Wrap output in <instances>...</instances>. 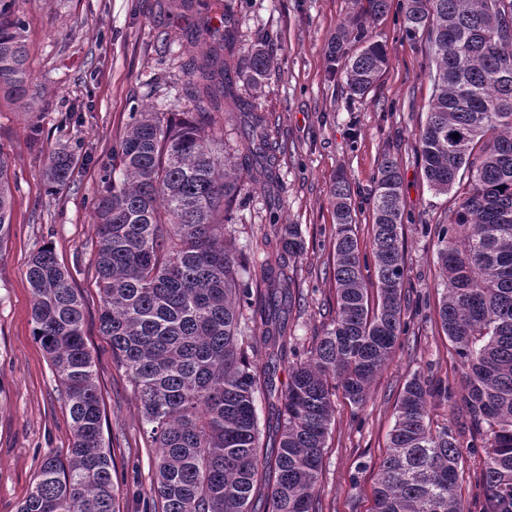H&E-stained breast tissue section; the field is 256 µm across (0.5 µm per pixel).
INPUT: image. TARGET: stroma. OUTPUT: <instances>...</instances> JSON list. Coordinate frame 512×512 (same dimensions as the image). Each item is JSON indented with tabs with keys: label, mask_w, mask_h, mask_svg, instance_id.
<instances>
[{
	"label": "stroma",
	"mask_w": 512,
	"mask_h": 512,
	"mask_svg": "<svg viewBox=\"0 0 512 512\" xmlns=\"http://www.w3.org/2000/svg\"><path fill=\"white\" fill-rule=\"evenodd\" d=\"M404 4L388 0L383 15L370 23L386 46L389 66L366 97L352 100L327 57L338 26L353 10L352 0H233L235 57L264 36L274 70L259 91L237 81L244 104L225 101L215 115V131L224 138L225 156L234 161L245 142L248 113L266 115L274 168L265 188L239 197L230 229L242 261L252 265L276 249L264 239L270 215L301 225L305 250L289 263L298 293L283 315L298 352H306L336 307L329 275L335 231L330 190L336 176L346 174L356 194L355 232L365 253L373 239L368 191L384 154L397 158L403 177L404 214L410 219L404 235L409 340L377 375L364 406L336 398L323 451V512H373L397 398L418 370L454 385L453 399L432 408V423L457 435L463 454L458 493L466 512H477L482 496L480 456L468 447L464 369L436 314L444 283L435 239L420 231L424 223L449 222L457 199L435 194L418 163L416 133L432 94L430 59L425 34L410 37L403 30ZM15 10L27 27L29 66L43 105L24 112L0 101V150L10 158L13 194L10 235L0 243V512H16L44 456L66 458L71 446L70 416L32 336L33 292L26 270L32 253L44 245L54 249L84 303V334L96 363L104 433L112 439L120 510L143 512L155 451L142 436L140 402L99 330L92 203L105 189L112 146L123 136L133 107L191 111L176 90L188 78L184 63L204 48L190 35L206 19L223 16L224 0H192L184 8L172 0H17ZM165 32L175 36L167 47L160 41ZM35 121L44 129L37 146L28 138ZM60 147L73 150L77 165L69 188L53 196L43 170L49 150Z\"/></svg>",
	"instance_id": "stroma-1"
}]
</instances>
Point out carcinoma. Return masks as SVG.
Instances as JSON below:
<instances>
[{
    "mask_svg": "<svg viewBox=\"0 0 512 512\" xmlns=\"http://www.w3.org/2000/svg\"><path fill=\"white\" fill-rule=\"evenodd\" d=\"M14 2L0 0V100L27 112L38 94ZM405 2V31L426 34L433 66L432 99L418 132L423 178L436 194L458 197L451 223L421 225L436 237L445 283L438 317L464 368L471 447L483 449L479 512H512V0ZM355 5L328 58L343 63L347 95L362 99L388 66L385 45L367 25L387 0ZM232 16L231 4H224V28L204 27L210 46L189 63L181 93L195 116L176 120L169 112L136 110L112 145L119 164L105 174L108 188L93 203L99 327L138 395L143 435L156 449L150 487L156 512H251L252 491L262 480L269 486L264 512H321L334 399L340 392L363 406L407 329L402 176L398 162L384 155L369 193V258L353 229L350 182L340 176L332 185L336 311L289 367L270 459L255 401L274 392L277 360L288 352L279 307L292 303L287 261L302 255L304 240L300 225L270 222L279 250L261 265L260 277L269 308L244 317L253 279L240 274L228 214L249 188L244 175L268 169L271 159L259 114L250 113L246 152L233 167L224 141L210 129L221 99L235 98L231 64L221 54L235 41ZM273 65L261 41L244 56L241 75L260 89ZM75 164L64 147L48 154L44 174L52 193L65 189ZM8 166L0 150V243L11 228ZM27 277L33 336L48 356L72 426L69 457L41 460L17 512H120L83 300L49 246L30 258ZM261 350L267 361L259 366L250 353ZM453 395L449 382L421 372L407 380L377 475L374 512H464L462 448L452 429L434 430L430 422L431 408Z\"/></svg>",
    "mask_w": 512,
    "mask_h": 512,
    "instance_id": "cac0c4a2",
    "label": "carcinoma"
}]
</instances>
